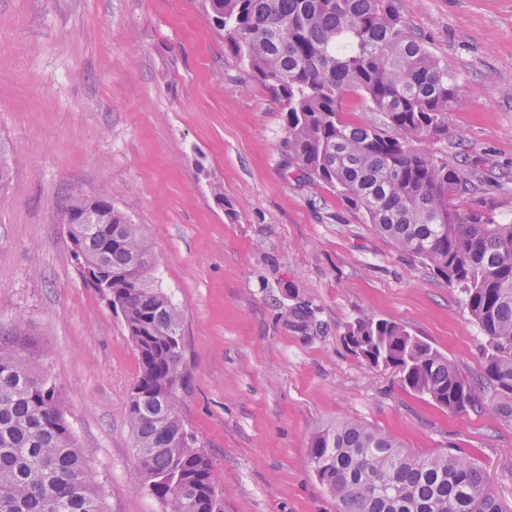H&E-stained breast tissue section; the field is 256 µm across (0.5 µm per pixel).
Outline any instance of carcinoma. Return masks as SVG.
I'll use <instances>...</instances> for the list:
<instances>
[{"mask_svg":"<svg viewBox=\"0 0 512 512\" xmlns=\"http://www.w3.org/2000/svg\"><path fill=\"white\" fill-rule=\"evenodd\" d=\"M213 28L284 112L287 163L362 212L393 247L459 290L484 335L482 372L467 376L406 326L366 313L345 341L402 386L450 414L479 409L512 421V224L463 211L462 169L424 147L448 136L456 87L413 36L396 0H198ZM383 115L348 119L349 93ZM14 159L0 143V184ZM86 287L121 313L140 361L128 423L148 490L169 512H224L211 463L179 412L183 337L158 286L150 230L105 194L65 211ZM298 326L314 310L291 308ZM309 458L336 512H512L478 461L454 445L422 453L358 419L314 431ZM0 512H103L95 474L63 415V394L23 320L0 331Z\"/></svg>","mask_w":512,"mask_h":512,"instance_id":"carcinoma-1","label":"carcinoma"}]
</instances>
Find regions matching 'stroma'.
I'll use <instances>...</instances> for the list:
<instances>
[{
  "instance_id": "35a3bbf8",
  "label": "stroma",
  "mask_w": 512,
  "mask_h": 512,
  "mask_svg": "<svg viewBox=\"0 0 512 512\" xmlns=\"http://www.w3.org/2000/svg\"><path fill=\"white\" fill-rule=\"evenodd\" d=\"M396 3L457 83L448 136L427 147L463 162L471 186L459 208L512 223V0ZM284 137L279 102L198 0H0V142L15 159L0 187V329L23 319L50 348L43 365L104 512L166 507L132 448L137 351L121 316L85 286L62 222L74 197L102 193L151 229L184 336L180 414L224 512H335L309 438L344 417L419 452L463 448L512 501V422L449 414L344 339L373 312L477 374L484 339L458 289L288 166ZM298 299L316 329L293 322Z\"/></svg>"
}]
</instances>
